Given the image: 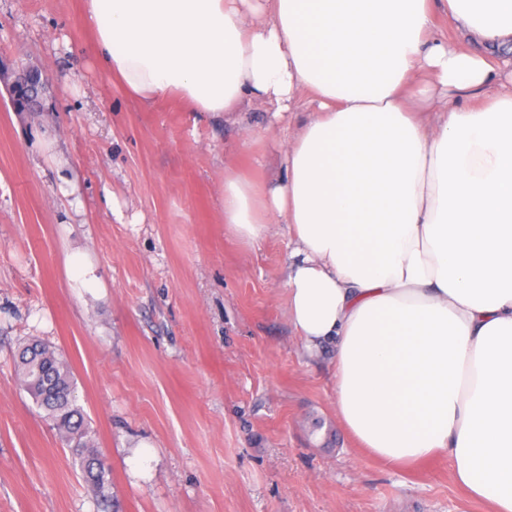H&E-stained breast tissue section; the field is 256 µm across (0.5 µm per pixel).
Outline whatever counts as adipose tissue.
Returning a JSON list of instances; mask_svg holds the SVG:
<instances>
[{"label":"adipose tissue","instance_id":"ef3b65f1","mask_svg":"<svg viewBox=\"0 0 512 512\" xmlns=\"http://www.w3.org/2000/svg\"><path fill=\"white\" fill-rule=\"evenodd\" d=\"M101 70L149 104L274 121L283 178L224 170L227 230L283 225L288 318L388 463L444 456L512 512V0H83ZM448 17L456 36L434 30Z\"/></svg>","mask_w":512,"mask_h":512}]
</instances>
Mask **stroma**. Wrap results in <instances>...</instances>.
Returning a JSON list of instances; mask_svg holds the SVG:
<instances>
[{"mask_svg": "<svg viewBox=\"0 0 512 512\" xmlns=\"http://www.w3.org/2000/svg\"><path fill=\"white\" fill-rule=\"evenodd\" d=\"M89 44L82 0H0V512H487L448 458L408 467L358 448L331 352L308 356L288 321L285 232L247 245L225 230V166L280 174L266 105L142 103ZM21 67L53 78L41 111L8 99ZM47 128L53 163L33 154ZM62 173L81 205L68 224ZM75 250L93 285L69 277ZM30 339L71 367L104 495L18 382Z\"/></svg>", "mask_w": 512, "mask_h": 512, "instance_id": "1", "label": "stroma"}]
</instances>
